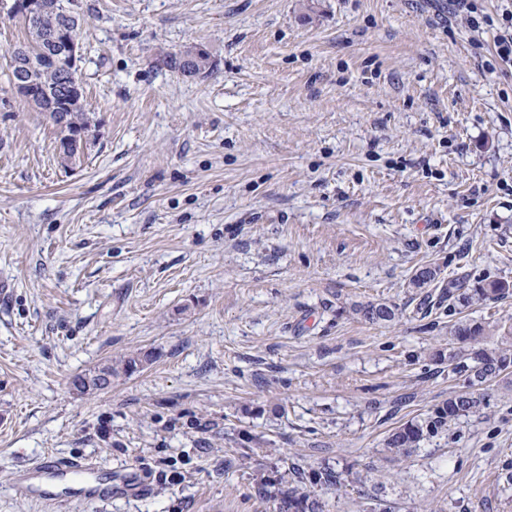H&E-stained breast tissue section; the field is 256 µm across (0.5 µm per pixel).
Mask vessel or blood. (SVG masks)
Masks as SVG:
<instances>
[{
  "instance_id": "1",
  "label": "vessel or blood",
  "mask_w": 512,
  "mask_h": 512,
  "mask_svg": "<svg viewBox=\"0 0 512 512\" xmlns=\"http://www.w3.org/2000/svg\"><path fill=\"white\" fill-rule=\"evenodd\" d=\"M98 464L90 458L44 456L19 471L14 486L20 493L62 508L69 498L93 500L111 494V482L98 479Z\"/></svg>"
}]
</instances>
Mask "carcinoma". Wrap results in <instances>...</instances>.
<instances>
[{
    "instance_id": "obj_1",
    "label": "carcinoma",
    "mask_w": 512,
    "mask_h": 512,
    "mask_svg": "<svg viewBox=\"0 0 512 512\" xmlns=\"http://www.w3.org/2000/svg\"><path fill=\"white\" fill-rule=\"evenodd\" d=\"M53 5L44 19L39 21L37 40L33 53L39 57L44 55L63 56L67 51L66 44L55 39V33L61 30L71 32L79 37V28L75 27L69 16V0H48ZM49 96L41 111L49 112L50 119L60 133V141H65L82 131L89 129L90 124L82 108H63L70 97L69 86L72 74L61 69L45 78ZM512 290V284L506 280H491L466 288L462 284H452L448 295L458 300L462 306L475 301L498 300ZM357 315L370 323L391 322L396 317L395 309L385 303L367 304L355 309ZM451 336L461 343L476 345L468 354L454 350L448 354H433L436 361L448 360V372L464 379L470 388L481 386L493 381L512 369V336H502L493 346L485 343L493 336L492 330L483 322L473 319H460L451 327ZM481 397L471 393L464 395L456 391L448 396V400L437 407L433 415L427 419L407 421L395 428L385 440V448L396 455L406 454L427 436L436 435L448 424L468 417L480 410ZM311 482L323 483L333 488L336 493L346 491L348 479L343 473L333 474L329 471L313 472ZM284 508L287 512H322V503L312 497L304 488L296 486L288 489L283 496Z\"/></svg>"
}]
</instances>
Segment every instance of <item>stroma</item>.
Returning a JSON list of instances; mask_svg holds the SVG:
<instances>
[{
	"label": "stroma",
	"instance_id": "1",
	"mask_svg": "<svg viewBox=\"0 0 512 512\" xmlns=\"http://www.w3.org/2000/svg\"><path fill=\"white\" fill-rule=\"evenodd\" d=\"M451 9L80 0L93 137L67 162L0 8V512H52L13 487L48 454L150 487L67 512H284L324 469L350 485L308 484L323 512H512V382L384 446L462 387L430 359L462 348L449 284L512 282V65ZM194 44L209 71L163 66ZM378 302L393 322L355 315ZM464 395L453 391L448 400L437 407L428 419L407 421L395 428L385 440V448L396 455L406 454L427 436L437 435L448 424L480 410L482 399L475 393Z\"/></svg>",
	"mask_w": 512,
	"mask_h": 512
}]
</instances>
